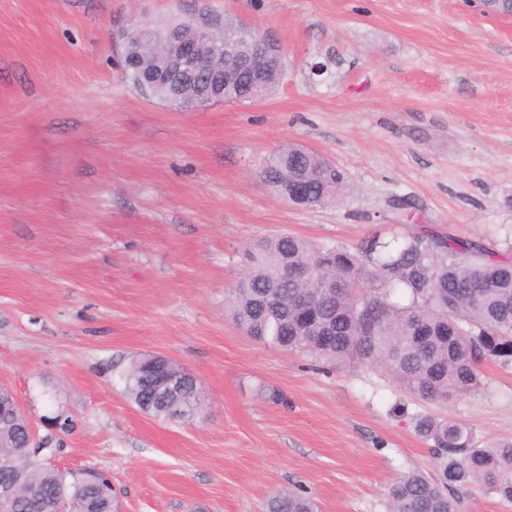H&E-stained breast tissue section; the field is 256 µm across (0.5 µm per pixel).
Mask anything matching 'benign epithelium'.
<instances>
[{
  "label": "benign epithelium",
  "mask_w": 512,
  "mask_h": 512,
  "mask_svg": "<svg viewBox=\"0 0 512 512\" xmlns=\"http://www.w3.org/2000/svg\"><path fill=\"white\" fill-rule=\"evenodd\" d=\"M124 62L139 72L143 92L166 89L165 101L182 109L204 108L218 103H254L265 97L271 82L283 76L282 48L246 26L238 18L224 17V36L200 27L191 38L177 29L165 34H146L134 23L122 32ZM230 59L232 71L212 69L205 83L187 67L191 59Z\"/></svg>",
  "instance_id": "1"
}]
</instances>
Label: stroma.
Wrapping results in <instances>:
<instances>
[{
  "mask_svg": "<svg viewBox=\"0 0 512 512\" xmlns=\"http://www.w3.org/2000/svg\"><path fill=\"white\" fill-rule=\"evenodd\" d=\"M201 13L280 44L263 101L182 112L126 78L130 20ZM289 143L351 193L279 197L261 169ZM384 224L512 253V16L478 0H0V385L40 434L74 420L51 463L107 473L120 512H265L297 487L319 512H385L395 480L435 472L416 415L512 438V366L426 401L225 313L251 240L351 247ZM143 353L193 373L206 413L168 423L131 403L112 366Z\"/></svg>",
  "mask_w": 512,
  "mask_h": 512,
  "instance_id": "obj_1",
  "label": "stroma"
}]
</instances>
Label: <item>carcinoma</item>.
<instances>
[{"label":"carcinoma","instance_id":"carcinoma-1","mask_svg":"<svg viewBox=\"0 0 512 512\" xmlns=\"http://www.w3.org/2000/svg\"><path fill=\"white\" fill-rule=\"evenodd\" d=\"M299 176L310 199L328 182L336 200L350 192L345 174L316 153L290 144L266 163L277 194L283 163ZM247 269L224 300L233 321L259 342L306 353L331 365L361 363L391 372L418 398L467 393L481 384V366L512 365V259H498L482 243L429 229L373 233L359 245L314 247L288 235L258 238L246 249ZM152 355L118 372L127 398L163 421H189L206 409L198 380L179 371L177 393L159 389ZM429 444L437 477L406 475L389 489L387 512H460V493L473 485L512 501V439L479 441L463 423L434 415L416 419ZM61 441L34 448L9 402L0 401V484L14 481L16 512H56L59 495L83 512H113L116 496L101 471H60L37 461ZM266 512H318L301 491H281Z\"/></svg>","mask_w":512,"mask_h":512}]
</instances>
